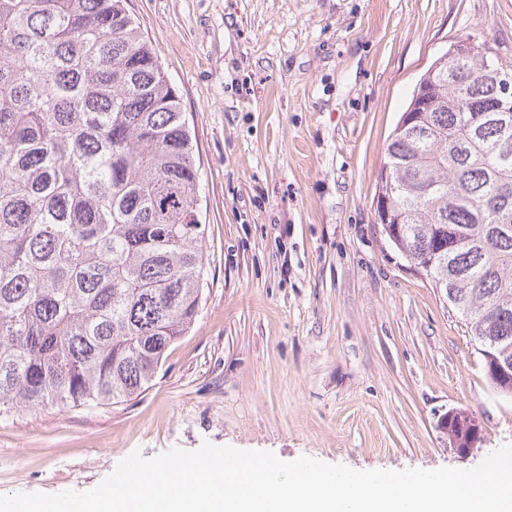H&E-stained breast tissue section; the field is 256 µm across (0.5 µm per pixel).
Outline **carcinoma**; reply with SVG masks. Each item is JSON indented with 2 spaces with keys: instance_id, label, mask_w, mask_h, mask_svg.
Segmentation results:
<instances>
[{
  "instance_id": "1",
  "label": "carcinoma",
  "mask_w": 512,
  "mask_h": 512,
  "mask_svg": "<svg viewBox=\"0 0 512 512\" xmlns=\"http://www.w3.org/2000/svg\"><path fill=\"white\" fill-rule=\"evenodd\" d=\"M427 69L377 202L411 270L448 276L487 380L512 362V64ZM501 73L509 91L480 80ZM199 174L175 89L124 0H0V414L144 391L203 293Z\"/></svg>"
}]
</instances>
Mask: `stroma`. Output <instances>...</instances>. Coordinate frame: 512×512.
<instances>
[{
    "mask_svg": "<svg viewBox=\"0 0 512 512\" xmlns=\"http://www.w3.org/2000/svg\"><path fill=\"white\" fill-rule=\"evenodd\" d=\"M191 128L203 299L150 387L0 417V494L85 491L203 442L361 470L470 468L512 443L459 313L376 221L414 86L462 33L512 61V0H127ZM482 425L467 456L439 424Z\"/></svg>",
    "mask_w": 512,
    "mask_h": 512,
    "instance_id": "1",
    "label": "stroma"
}]
</instances>
